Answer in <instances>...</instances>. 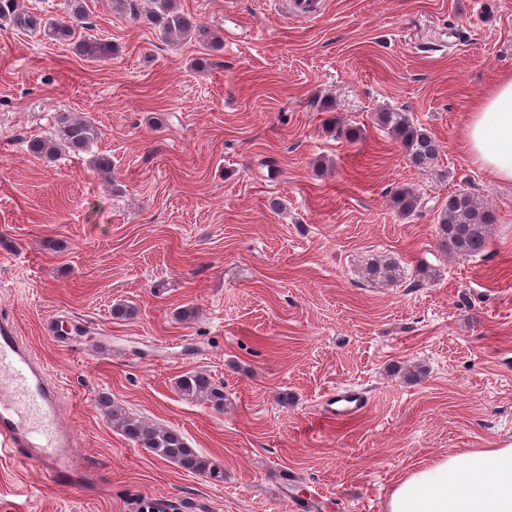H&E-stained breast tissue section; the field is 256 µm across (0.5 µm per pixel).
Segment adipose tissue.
<instances>
[{"instance_id":"ef3b65f1","label":"adipose tissue","mask_w":512,"mask_h":512,"mask_svg":"<svg viewBox=\"0 0 512 512\" xmlns=\"http://www.w3.org/2000/svg\"><path fill=\"white\" fill-rule=\"evenodd\" d=\"M465 151L492 180L512 183V74L474 102ZM385 512H512V443L451 453L408 471Z\"/></svg>"}]
</instances>
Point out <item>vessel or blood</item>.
<instances>
[{
    "instance_id": "b4317fda",
    "label": "vessel or blood",
    "mask_w": 512,
    "mask_h": 512,
    "mask_svg": "<svg viewBox=\"0 0 512 512\" xmlns=\"http://www.w3.org/2000/svg\"><path fill=\"white\" fill-rule=\"evenodd\" d=\"M335 392H328L327 415L340 418L364 410L360 392L345 394L346 406L334 409ZM73 430L60 419L58 386L25 345L14 320L0 317V451L17 452L32 460L48 482L78 489V476L93 466L81 457Z\"/></svg>"
}]
</instances>
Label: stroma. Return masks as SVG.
<instances>
[{"mask_svg": "<svg viewBox=\"0 0 512 512\" xmlns=\"http://www.w3.org/2000/svg\"><path fill=\"white\" fill-rule=\"evenodd\" d=\"M86 3L78 31L112 41L111 60L0 27V314L47 364L99 479L80 496L0 457V512H290L297 491L322 512H384L405 472L512 443V184L464 149L473 102L512 71V0H325L313 21L284 0H180L221 34L211 54ZM399 109L440 145L426 169L376 123ZM59 112L102 128L111 186L86 155L29 152ZM405 185L426 203L408 218ZM463 188L497 215L483 258L439 244ZM378 255L398 282L363 279ZM189 372L223 385V410L178 393ZM331 388L361 390L363 414L327 422ZM105 399L179 431L214 472L134 445ZM393 204L398 213L404 217H410L425 206L420 193L412 188H400L392 196Z\"/></svg>", "mask_w": 512, "mask_h": 512, "instance_id": "1", "label": "stroma"}]
</instances>
